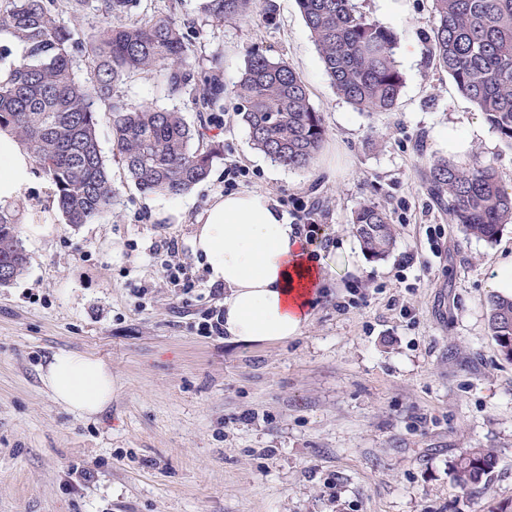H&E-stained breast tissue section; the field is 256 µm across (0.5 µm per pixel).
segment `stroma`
I'll return each instance as SVG.
<instances>
[{
  "label": "stroma",
  "instance_id": "stroma-1",
  "mask_svg": "<svg viewBox=\"0 0 512 512\" xmlns=\"http://www.w3.org/2000/svg\"><path fill=\"white\" fill-rule=\"evenodd\" d=\"M275 12L216 23L202 0H140L142 14L176 8L197 65L224 84V121L206 125L191 96L168 98L139 73L123 91L177 109L224 145L208 177L178 196L127 181L108 124L98 139L119 192L113 216L65 224L49 184L17 196L26 271L0 288V512H503L512 508V362L488 329L490 283L512 257V224L496 242L465 236L424 178L446 154L443 133L483 126L461 160L494 161L512 191V147L457 91L427 52L431 0H405L393 29L419 49L400 64L392 111L366 116L339 97L296 0ZM283 58L307 84L328 135L307 170L254 150L232 88L248 48ZM266 193L289 223L314 222L325 272L301 336L243 344L207 335L214 287L188 240L224 169ZM384 207L399 235L373 259L353 234L356 207ZM31 224L48 234L27 233ZM177 241L196 287L158 279L161 244ZM149 283L137 298L133 289ZM95 356L118 387L98 414L65 409L41 375L54 353ZM494 448L486 494L470 497L452 466ZM92 471L90 480L79 468Z\"/></svg>",
  "mask_w": 512,
  "mask_h": 512
}]
</instances>
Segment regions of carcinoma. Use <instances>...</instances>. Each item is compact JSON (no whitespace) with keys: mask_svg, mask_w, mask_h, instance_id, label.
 <instances>
[{"mask_svg":"<svg viewBox=\"0 0 512 512\" xmlns=\"http://www.w3.org/2000/svg\"><path fill=\"white\" fill-rule=\"evenodd\" d=\"M434 23L428 52L459 92L512 145V0H432ZM325 72L336 92L368 115L391 111L403 85L394 49L397 34L355 9L353 0H298ZM139 0H96L99 25L81 40L62 25L55 0H4L0 32L24 55L0 80V130H9L29 152L36 170L53 186L65 223L89 224L117 204L112 174L98 145L97 127L109 121L113 149L128 177L144 194L176 196L202 182L223 145L205 141L181 113L135 105L121 85L135 72L157 75L167 96L192 95L201 112L221 109L224 84L197 69L181 23L173 14L139 15ZM260 0H204L217 22L252 15ZM81 50L86 76L75 71ZM237 112L255 149L271 161L299 170L317 157L326 129L309 91L283 59L247 51L234 85ZM436 201L468 236L495 241L512 224V192L495 163L463 165L437 157L426 173ZM365 253L389 254L396 228L386 210L370 201L351 220ZM28 263L14 215L0 209V287ZM488 327L504 359L512 361V297L489 301ZM499 463L494 448H471L453 468L468 496L485 493Z\"/></svg>","mask_w":512,"mask_h":512,"instance_id":"cac0c4a2","label":"carcinoma"}]
</instances>
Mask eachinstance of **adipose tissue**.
<instances>
[{
	"label": "adipose tissue",
	"instance_id": "obj_1",
	"mask_svg": "<svg viewBox=\"0 0 512 512\" xmlns=\"http://www.w3.org/2000/svg\"><path fill=\"white\" fill-rule=\"evenodd\" d=\"M33 162L0 133V203L26 185ZM211 284L223 285L224 332L237 343H276L301 335L322 274L295 225L268 195L242 190L213 196L189 240ZM43 383L55 400L84 415L102 411L117 386L107 364L88 354H54Z\"/></svg>",
	"mask_w": 512,
	"mask_h": 512
}]
</instances>
